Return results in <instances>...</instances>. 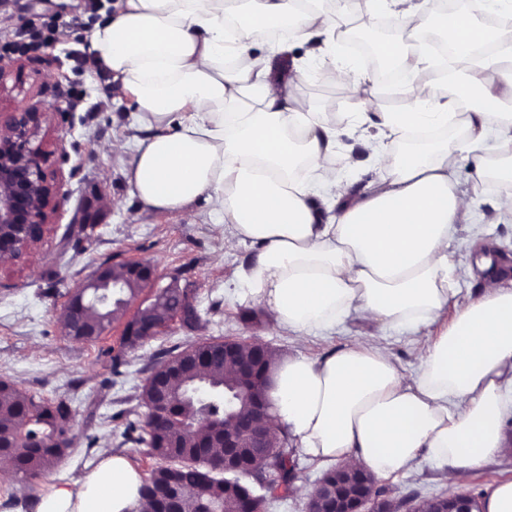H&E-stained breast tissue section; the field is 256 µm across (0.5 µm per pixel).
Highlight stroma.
Here are the masks:
<instances>
[{
    "label": "stroma",
    "mask_w": 512,
    "mask_h": 512,
    "mask_svg": "<svg viewBox=\"0 0 512 512\" xmlns=\"http://www.w3.org/2000/svg\"><path fill=\"white\" fill-rule=\"evenodd\" d=\"M104 0H0V107L31 106L52 111L50 124L33 138L44 152L43 166L56 176L57 209L37 251L18 265H0V378L21 390L72 405L73 444L61 462L45 475L23 482L19 476L0 480V512H34L49 489L73 475L94 469L101 448L126 456L143 475L158 464L150 448L139 443L146 410L139 395L156 364L188 343L224 337L257 341L283 356L317 359L356 340L386 345L404 378L418 371V348L427 346L450 326L457 302L484 293L478 254L492 245L499 265L512 270V216L496 210L499 185H485L474 195L473 224L459 226L448 243L454 266L452 302L439 318L415 331H382L351 315L331 331L297 343L274 326L264 310L244 298L241 273L254 258L252 243L225 251L224 229L212 221L210 208L198 202L192 217L161 212L151 220L140 216L141 203L128 182L135 141L143 130L135 125L130 98L108 91L107 77L88 65V33L103 21ZM32 20L51 33L50 47L14 49L21 20ZM289 58L309 62L300 88L315 111L337 118L357 111L354 99L340 96L324 81L315 62V43L291 38ZM337 154L356 163L346 170L355 189L376 178L372 145L356 134L342 135ZM140 261L154 270L157 284L178 278L193 290L201 320L195 327L171 322L135 347L122 342L130 312H122L95 341H76L66 334L64 308L96 271ZM295 479L284 496L268 498L265 512H305L307 489L326 472L299 448H292ZM397 499L424 500L444 493L433 464L418 458L405 473L390 478Z\"/></svg>",
    "instance_id": "obj_1"
}]
</instances>
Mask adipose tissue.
I'll return each instance as SVG.
<instances>
[{
	"mask_svg": "<svg viewBox=\"0 0 512 512\" xmlns=\"http://www.w3.org/2000/svg\"><path fill=\"white\" fill-rule=\"evenodd\" d=\"M369 18L397 23L435 13L459 49L465 90L477 100L459 117L451 99L428 101L423 58L407 64V108L390 112L371 78L340 62L335 45L319 58L324 77L359 104L350 120L377 125L380 175L360 192L336 169L335 120L304 104L300 67L276 78L287 44L254 54L270 27L303 40L332 37L354 2ZM111 0L110 15L89 34L97 67L135 105L147 134L133 149L129 182L142 218L189 216L206 199L217 223L230 225L225 249L260 244L242 273L245 295L298 339L351 314L381 328L414 329L448 303V241L474 221L471 198L455 178L457 158L473 165L472 187L503 184L497 210L512 214V32L492 33L473 15L512 0H473L463 13L437 0ZM244 23L228 30V15ZM498 45L477 59L473 40ZM460 132L445 138L444 130ZM414 130L437 138L410 150ZM497 154H488V139ZM482 296L462 302L451 327L418 351L420 372L403 380L389 350L357 340L323 358L275 359L272 419L317 461H340L375 479L430 459L449 492L494 457H512L504 427L512 418V281L487 276ZM98 466L54 486L35 512H150L143 475L102 449Z\"/></svg>",
	"mask_w": 512,
	"mask_h": 512,
	"instance_id": "adipose-tissue-1",
	"label": "adipose tissue"
}]
</instances>
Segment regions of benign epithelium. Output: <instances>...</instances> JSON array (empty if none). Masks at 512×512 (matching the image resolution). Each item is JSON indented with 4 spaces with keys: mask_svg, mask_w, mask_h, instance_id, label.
Masks as SVG:
<instances>
[{
    "mask_svg": "<svg viewBox=\"0 0 512 512\" xmlns=\"http://www.w3.org/2000/svg\"><path fill=\"white\" fill-rule=\"evenodd\" d=\"M47 117L48 112L35 108L0 109V260L10 263L23 259L43 240L54 211L56 185L42 167L40 151L31 146L32 136L47 121ZM130 278L138 279L143 284L154 283L152 268L138 262L126 263L119 274L112 273L110 269L96 273L84 289L67 303V335H102V328L84 327L80 322V314L85 306V291L110 288L112 301L119 302L126 310L131 301L121 297L118 288L126 285ZM162 291L163 288H156L148 297V306L138 309L130 319L141 336H155L160 331L152 315L161 301ZM269 409L267 391L264 390L257 393L253 414L232 428L214 421L198 426L186 421L183 428L201 436L211 433L219 438L224 451V474L239 477L242 468L237 462L243 456L257 455L276 461L284 448V436H273L266 423ZM358 477L361 489L356 495H346L340 487L330 483H319L317 493L307 503L306 512H382L383 497L376 495L378 487L374 478L362 472L358 473ZM241 494L246 512H264L263 497L246 486L242 487ZM432 505L434 508L429 512H439L437 507L440 505L448 506L445 512H472L471 495L467 491L452 496H435Z\"/></svg>",
    "mask_w": 512,
    "mask_h": 512,
    "instance_id": "7a95c632",
    "label": "benign epithelium"
}]
</instances>
